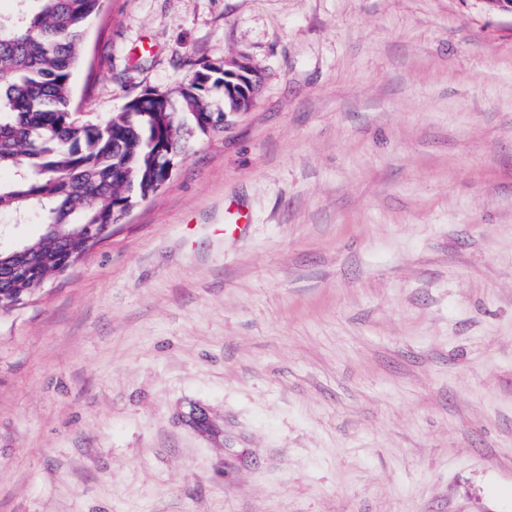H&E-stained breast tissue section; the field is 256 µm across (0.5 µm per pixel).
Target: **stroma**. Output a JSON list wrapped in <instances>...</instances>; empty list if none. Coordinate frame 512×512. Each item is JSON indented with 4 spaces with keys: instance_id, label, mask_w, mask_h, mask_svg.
<instances>
[{
    "instance_id": "35a3bbf8",
    "label": "stroma",
    "mask_w": 512,
    "mask_h": 512,
    "mask_svg": "<svg viewBox=\"0 0 512 512\" xmlns=\"http://www.w3.org/2000/svg\"><path fill=\"white\" fill-rule=\"evenodd\" d=\"M235 55L251 110L0 308V512H512V14L105 0L74 108Z\"/></svg>"
}]
</instances>
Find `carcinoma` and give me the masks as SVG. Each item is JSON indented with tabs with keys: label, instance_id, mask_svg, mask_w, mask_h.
Instances as JSON below:
<instances>
[{
	"label": "carcinoma",
	"instance_id": "obj_1",
	"mask_svg": "<svg viewBox=\"0 0 512 512\" xmlns=\"http://www.w3.org/2000/svg\"><path fill=\"white\" fill-rule=\"evenodd\" d=\"M0 16V213L36 237L0 242V295L26 297L62 273L84 248L83 225L118 224L130 204L168 179L167 153L187 152L192 133L213 112L209 93L224 92V73L206 66L167 96L158 112L133 103L104 123L79 120L72 83L89 19L101 0H15Z\"/></svg>",
	"mask_w": 512,
	"mask_h": 512
}]
</instances>
